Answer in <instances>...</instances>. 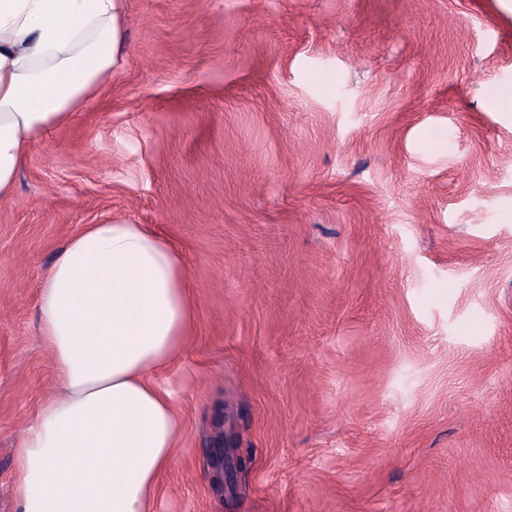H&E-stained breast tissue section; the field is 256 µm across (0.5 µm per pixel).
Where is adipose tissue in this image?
<instances>
[{
	"label": "adipose tissue",
	"mask_w": 512,
	"mask_h": 512,
	"mask_svg": "<svg viewBox=\"0 0 512 512\" xmlns=\"http://www.w3.org/2000/svg\"><path fill=\"white\" fill-rule=\"evenodd\" d=\"M126 0H0V198L32 143L123 63ZM192 274L146 225H85L37 289L56 389L26 425L20 512H149L178 448L160 377L193 321Z\"/></svg>",
	"instance_id": "obj_1"
}]
</instances>
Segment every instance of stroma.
I'll return each instance as SVG.
<instances>
[{
	"label": "stroma",
	"instance_id": "obj_1",
	"mask_svg": "<svg viewBox=\"0 0 512 512\" xmlns=\"http://www.w3.org/2000/svg\"><path fill=\"white\" fill-rule=\"evenodd\" d=\"M126 37L0 201V512L55 388L37 285L114 217L192 273L151 512H512V0H127ZM214 440V445L210 448L212 472L215 483L225 493L230 491L229 485H232L234 476L243 469L242 458L235 455L233 448L230 447L232 439L231 427L226 429V419L224 416L220 419L218 426L223 428Z\"/></svg>",
	"mask_w": 512,
	"mask_h": 512
}]
</instances>
